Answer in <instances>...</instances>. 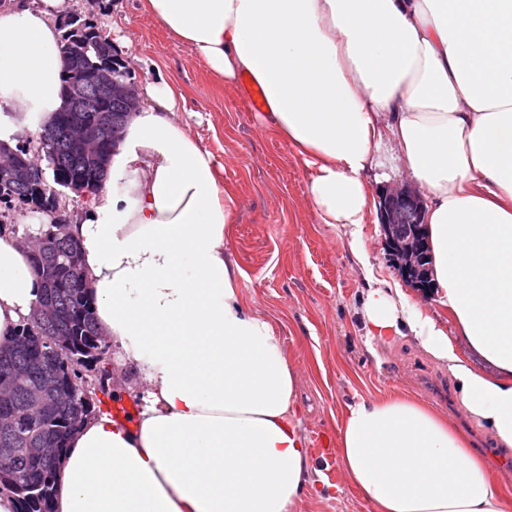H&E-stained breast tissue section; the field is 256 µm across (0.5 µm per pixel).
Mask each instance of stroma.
<instances>
[{"instance_id":"obj_1","label":"stroma","mask_w":512,"mask_h":512,"mask_svg":"<svg viewBox=\"0 0 512 512\" xmlns=\"http://www.w3.org/2000/svg\"><path fill=\"white\" fill-rule=\"evenodd\" d=\"M68 12L107 34H121L120 54L138 88L176 85L184 96L178 119L210 152L223 184L234 188L237 217L230 247L242 270L241 291L268 317L297 371L301 416L310 440L336 445L348 404L402 392L433 406L470 439L492 475L512 453L472 423L457 403L446 369L408 341L367 354L358 309L364 275L339 228L320 223L309 174L294 149L266 132L249 106L245 79L212 74L192 47L141 8V0H67ZM296 512H372L335 459L321 468Z\"/></svg>"}]
</instances>
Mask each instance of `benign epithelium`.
Returning <instances> with one entry per match:
<instances>
[{"label":"benign epithelium","instance_id":"1","mask_svg":"<svg viewBox=\"0 0 512 512\" xmlns=\"http://www.w3.org/2000/svg\"><path fill=\"white\" fill-rule=\"evenodd\" d=\"M140 104L139 88L120 84L102 75L89 85H77L70 89L67 109L99 113L98 122L82 123L76 132L68 137L70 151L80 157L105 162L106 153L102 148L104 131L108 128L118 131L136 112ZM12 173L17 187L24 190L31 187L41 193H50L54 200L72 192L81 198L91 193L90 186L79 177H65L55 173L47 177L41 166H31L25 161L6 168ZM379 209L385 243L401 275L421 293L430 288L427 254L426 224H424L425 202L420 190L410 184L384 188L379 196ZM55 317L50 305H37L26 318L29 325H44ZM21 348L31 353L33 364L43 370L41 382L31 391L28 408L43 417L56 409V398L50 389L57 380V369L70 364V343L65 336H53L44 341L46 348L37 347L22 337L16 340ZM30 451L50 460L58 451L52 437H46L39 430L28 433L24 447H17L10 437L0 440V470H10L14 460Z\"/></svg>","mask_w":512,"mask_h":512}]
</instances>
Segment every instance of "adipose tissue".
<instances>
[{"label":"adipose tissue","instance_id":"obj_1","mask_svg":"<svg viewBox=\"0 0 512 512\" xmlns=\"http://www.w3.org/2000/svg\"><path fill=\"white\" fill-rule=\"evenodd\" d=\"M216 76L261 87L264 128L310 174L320 223L340 225L368 287L362 342L404 338L448 370L463 412L512 450V0H143ZM66 0L0 7V142L64 104ZM110 159L122 192L69 233L96 319L135 374L133 422L101 411L70 436L54 512H294L320 471L273 324L240 290L237 215L210 152L150 87ZM388 143L425 213L433 293L382 287L361 228L364 173ZM29 254L0 236V345L37 304ZM336 460L374 512H507L446 417L401 393L347 406Z\"/></svg>","mask_w":512,"mask_h":512}]
</instances>
